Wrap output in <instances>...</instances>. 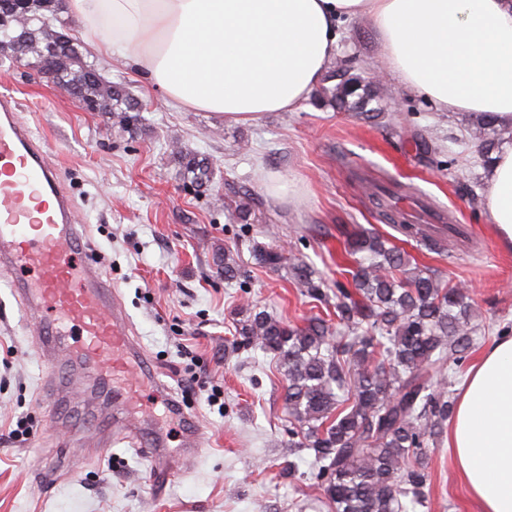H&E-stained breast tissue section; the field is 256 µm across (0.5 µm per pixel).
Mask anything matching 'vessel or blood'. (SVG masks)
Here are the masks:
<instances>
[{"mask_svg":"<svg viewBox=\"0 0 512 512\" xmlns=\"http://www.w3.org/2000/svg\"><path fill=\"white\" fill-rule=\"evenodd\" d=\"M19 110L13 95L0 94V274L24 309L38 311L43 353H67L65 362L47 373L46 391L83 372L108 394L113 374L134 364L136 380L123 388L122 398L129 402L161 392L151 364L136 355L118 324L110 284L86 256L73 222V198Z\"/></svg>","mask_w":512,"mask_h":512,"instance_id":"vessel-or-blood-1","label":"vessel or blood"}]
</instances>
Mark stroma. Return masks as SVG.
<instances>
[{
	"instance_id": "1",
	"label": "stroma",
	"mask_w": 512,
	"mask_h": 512,
	"mask_svg": "<svg viewBox=\"0 0 512 512\" xmlns=\"http://www.w3.org/2000/svg\"><path fill=\"white\" fill-rule=\"evenodd\" d=\"M340 59L354 76L379 77L378 95L398 121L339 112L311 94L294 112H271L234 125L209 112L178 111L161 91L112 56H93L104 80L124 82L146 103L135 134H120L105 112H87L34 68L0 58V93L20 102L22 119L44 141L76 204L86 249L96 254L122 313V328L180 402L164 400L132 412L135 423L163 432V460L176 473L164 488L150 478L152 461L129 444L97 446L95 429L71 430L54 420L43 390L48 360L32 319L0 274V512H331L316 489L312 451L294 448L296 432L283 403L286 380L271 354L232 351L238 308L250 300L291 324L317 309L289 269L302 259L328 283L341 277L337 256L347 232H378L446 282L469 288L477 343L457 367L463 382L483 348L512 334V251L486 220V186L463 112L437 111L402 92L392 75L377 76L378 44L362 18L346 22ZM209 156L221 174L209 192L182 185L169 153ZM258 198L247 224L214 205L225 182ZM425 199L446 221L466 227L439 250L420 247L381 220L369 195L374 184ZM283 253L284 266L255 263L253 241ZM229 249L250 271L246 284L226 283L214 262ZM220 386L222 407L210 406ZM35 433L24 444L7 433L19 417ZM192 419L201 450L184 457L182 418ZM57 461L53 481L43 469ZM424 512H481L455 467L447 439L429 449Z\"/></svg>"
}]
</instances>
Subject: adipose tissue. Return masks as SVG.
<instances>
[{
  "instance_id": "1",
  "label": "adipose tissue",
  "mask_w": 512,
  "mask_h": 512,
  "mask_svg": "<svg viewBox=\"0 0 512 512\" xmlns=\"http://www.w3.org/2000/svg\"><path fill=\"white\" fill-rule=\"evenodd\" d=\"M98 35L95 51L130 61L174 107L253 123L297 110L324 82L341 26L367 18L402 91L442 112L512 126V0H65ZM486 210L512 248V145L483 171ZM448 446L481 512H512V336L468 371Z\"/></svg>"
}]
</instances>
